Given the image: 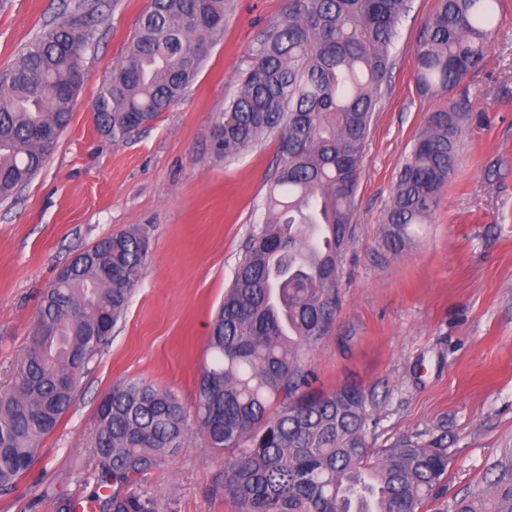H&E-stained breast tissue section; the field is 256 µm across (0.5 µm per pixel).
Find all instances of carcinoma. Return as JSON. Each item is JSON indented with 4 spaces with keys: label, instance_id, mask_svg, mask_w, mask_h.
Returning a JSON list of instances; mask_svg holds the SVG:
<instances>
[{
    "label": "carcinoma",
    "instance_id": "obj_1",
    "mask_svg": "<svg viewBox=\"0 0 512 512\" xmlns=\"http://www.w3.org/2000/svg\"><path fill=\"white\" fill-rule=\"evenodd\" d=\"M496 3L438 0L416 49L423 90H450L485 63ZM224 8L226 0H151L96 97L98 131L118 143L174 106L197 79L206 47L224 35ZM410 8L411 0H288L284 17L263 30L257 61L212 130L213 151L226 161L278 137L282 162L262 222L212 319L193 413L146 382L105 393L94 416V512H161L156 497L123 485L183 447L190 421L205 447L232 452L222 486L240 512H420L448 474L445 427L372 451L375 391L312 390L302 364L303 346L336 314L360 163ZM71 13L84 39L73 40L61 22L51 26L0 85V199L31 179L71 121L95 11L77 0ZM465 116L458 103L430 113L385 213L389 251L428 223L454 172ZM148 250L137 227L113 233L77 254L44 292L32 345L12 389L0 394V493L15 489L38 442L69 411L76 377L110 341ZM490 470L487 487L448 512H512V448Z\"/></svg>",
    "mask_w": 512,
    "mask_h": 512
}]
</instances>
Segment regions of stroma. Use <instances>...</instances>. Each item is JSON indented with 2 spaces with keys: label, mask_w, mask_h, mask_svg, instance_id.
<instances>
[{
  "label": "stroma",
  "mask_w": 512,
  "mask_h": 512,
  "mask_svg": "<svg viewBox=\"0 0 512 512\" xmlns=\"http://www.w3.org/2000/svg\"><path fill=\"white\" fill-rule=\"evenodd\" d=\"M74 2L0 0V79ZM103 2L69 126L35 176L0 200V392L13 386L43 292L73 257L132 226L146 232L150 249L110 342L80 375L70 410L42 439L30 469L0 494V512H57L61 495L87 503L97 464L93 418L112 386L151 383L193 407L209 323L281 162L274 136L220 159L211 128L287 0H231L224 37L194 84L119 143L98 132L88 106L149 0ZM436 5L413 0L399 26L339 262L335 321L305 349L317 388L376 391L370 448L447 423L448 474L421 512H444L448 501L484 487L489 463L512 447V0L496 4L500 24L483 66L450 91L428 93L415 80L416 48ZM459 101L468 119L454 173L429 224L390 253L382 220L399 171L429 113ZM223 479V456L192 430L184 448L126 489L157 496L165 512H239Z\"/></svg>",
  "instance_id": "35a3bbf8"
}]
</instances>
